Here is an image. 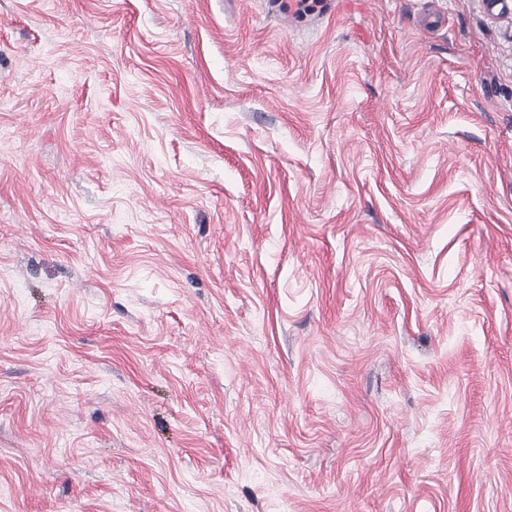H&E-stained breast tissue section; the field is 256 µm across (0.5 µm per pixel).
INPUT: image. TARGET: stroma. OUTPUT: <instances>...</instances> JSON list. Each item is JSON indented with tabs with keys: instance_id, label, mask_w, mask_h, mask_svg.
<instances>
[{
	"instance_id": "35a3bbf8",
	"label": "stroma",
	"mask_w": 512,
	"mask_h": 512,
	"mask_svg": "<svg viewBox=\"0 0 512 512\" xmlns=\"http://www.w3.org/2000/svg\"><path fill=\"white\" fill-rule=\"evenodd\" d=\"M0 512H512V13L0 0Z\"/></svg>"
}]
</instances>
